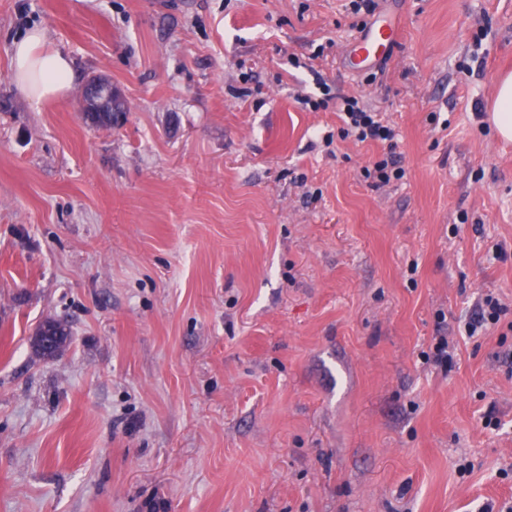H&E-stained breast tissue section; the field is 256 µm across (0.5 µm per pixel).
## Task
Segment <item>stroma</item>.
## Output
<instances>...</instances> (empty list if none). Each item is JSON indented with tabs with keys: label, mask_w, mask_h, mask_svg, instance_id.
I'll use <instances>...</instances> for the list:
<instances>
[{
	"label": "stroma",
	"mask_w": 512,
	"mask_h": 512,
	"mask_svg": "<svg viewBox=\"0 0 512 512\" xmlns=\"http://www.w3.org/2000/svg\"><path fill=\"white\" fill-rule=\"evenodd\" d=\"M376 14L402 42L355 72L350 0H0V512L512 506V0ZM34 26L64 103L11 81ZM96 74L120 126L84 119ZM322 81L395 127L402 179L364 178L390 149L304 104ZM10 63L12 82L30 103H61L68 97L73 60L52 43L46 29L34 27L15 38ZM492 120L499 135L512 139V73L502 77L497 88ZM481 314L473 320L465 324V332L467 336H476L479 330H483L487 324H496L500 321L501 316L505 315L507 309L499 300L492 295H487L481 304ZM43 327H48L47 332H54V333H60V336H63L60 343H58L54 350L47 351L45 348L41 346L40 343V336L38 335V331L41 330ZM68 338H69V329L67 325L59 320L52 319L45 321L36 331L35 337L33 340V347L35 349V352L42 356V357H48L53 358L59 355L68 345Z\"/></svg>",
	"instance_id": "stroma-1"
}]
</instances>
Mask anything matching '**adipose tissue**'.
Listing matches in <instances>:
<instances>
[{
	"mask_svg": "<svg viewBox=\"0 0 512 512\" xmlns=\"http://www.w3.org/2000/svg\"><path fill=\"white\" fill-rule=\"evenodd\" d=\"M11 79L32 104L63 102L73 81V60L49 38L46 29L34 27L15 38L10 54Z\"/></svg>",
	"mask_w": 512,
	"mask_h": 512,
	"instance_id": "adipose-tissue-1",
	"label": "adipose tissue"
}]
</instances>
